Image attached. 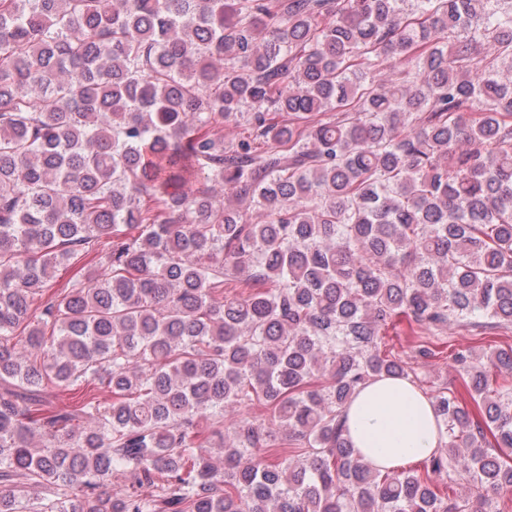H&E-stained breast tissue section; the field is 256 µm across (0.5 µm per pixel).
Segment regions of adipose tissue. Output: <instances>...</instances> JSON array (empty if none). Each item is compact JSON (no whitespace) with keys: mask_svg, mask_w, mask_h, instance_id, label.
I'll list each match as a JSON object with an SVG mask.
<instances>
[{"mask_svg":"<svg viewBox=\"0 0 512 512\" xmlns=\"http://www.w3.org/2000/svg\"><path fill=\"white\" fill-rule=\"evenodd\" d=\"M344 436L373 468L392 470L430 458L445 440L432 402L403 377H380L344 408Z\"/></svg>","mask_w":512,"mask_h":512,"instance_id":"adipose-tissue-1","label":"adipose tissue"}]
</instances>
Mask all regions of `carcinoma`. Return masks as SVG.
<instances>
[{
    "mask_svg": "<svg viewBox=\"0 0 512 512\" xmlns=\"http://www.w3.org/2000/svg\"><path fill=\"white\" fill-rule=\"evenodd\" d=\"M396 317L512 330V0H0V512H498L512 346L452 355L423 469L343 437ZM254 401L309 451L216 466Z\"/></svg>",
    "mask_w": 512,
    "mask_h": 512,
    "instance_id": "obj_1",
    "label": "carcinoma"
}]
</instances>
